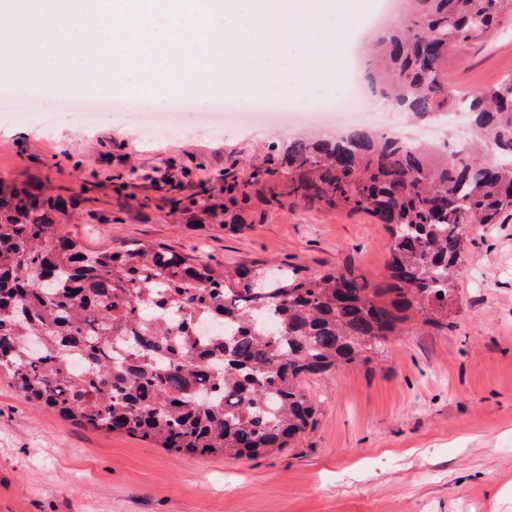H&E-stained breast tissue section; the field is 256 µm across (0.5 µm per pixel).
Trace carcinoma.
<instances>
[{"instance_id":"cac0c4a2","label":"carcinoma","mask_w":512,"mask_h":512,"mask_svg":"<svg viewBox=\"0 0 512 512\" xmlns=\"http://www.w3.org/2000/svg\"><path fill=\"white\" fill-rule=\"evenodd\" d=\"M372 40L370 81L409 119L463 108L470 138L443 153L356 129L280 154L290 193L369 213L388 236L389 283L349 271L216 268L164 243L122 252L55 234L58 203L0 184V375L20 396L91 430L179 456L256 459L315 425L304 390L370 363L415 315L448 324L467 232L512 212V77L460 92L448 65L512 34V0H404ZM255 168L226 188L248 199ZM231 328L200 338L197 323ZM88 370L75 372L74 357Z\"/></svg>"}]
</instances>
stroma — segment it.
<instances>
[{"label":"stroma","mask_w":512,"mask_h":512,"mask_svg":"<svg viewBox=\"0 0 512 512\" xmlns=\"http://www.w3.org/2000/svg\"><path fill=\"white\" fill-rule=\"evenodd\" d=\"M449 71L465 91L512 75V38L464 52ZM14 79L36 82V98L0 111V182L58 199L61 233H81L84 246L162 242L214 266L273 262L384 281V225L289 194L277 170L286 129L232 119L200 133L187 107L164 132L102 110L45 130L33 108L133 94L106 76ZM254 167L273 174L247 201L218 192ZM173 185L205 208L172 204ZM305 391L317 416L301 447L237 461L84 429L0 379V512H512V216L470 231L447 326L409 325L381 359Z\"/></svg>","instance_id":"stroma-1"}]
</instances>
